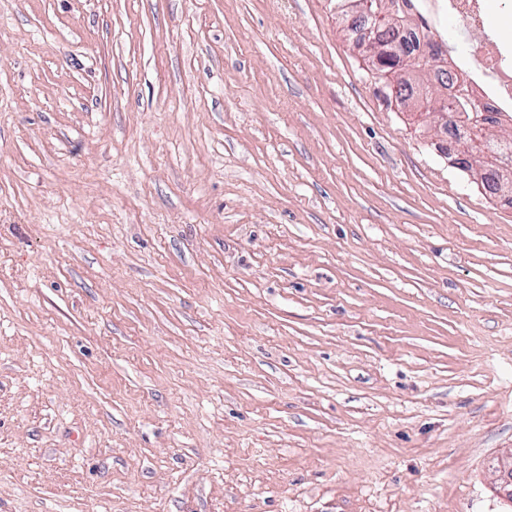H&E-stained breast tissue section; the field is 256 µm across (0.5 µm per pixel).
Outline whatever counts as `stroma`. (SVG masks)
I'll return each instance as SVG.
<instances>
[{"instance_id": "stroma-1", "label": "stroma", "mask_w": 512, "mask_h": 512, "mask_svg": "<svg viewBox=\"0 0 512 512\" xmlns=\"http://www.w3.org/2000/svg\"><path fill=\"white\" fill-rule=\"evenodd\" d=\"M444 135L332 0H0V512H512V206Z\"/></svg>"}]
</instances>
